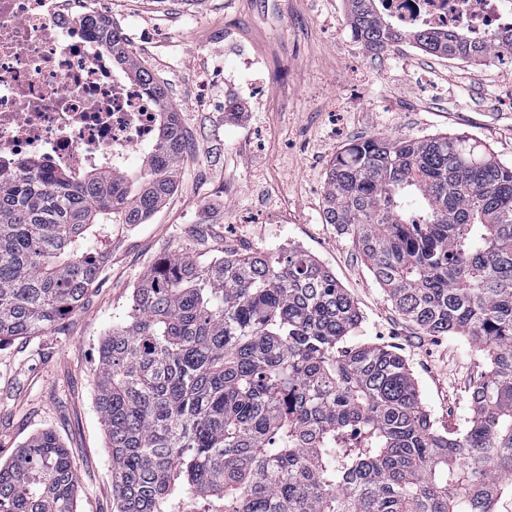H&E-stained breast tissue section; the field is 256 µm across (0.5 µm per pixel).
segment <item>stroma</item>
Masks as SVG:
<instances>
[{"label":"stroma","instance_id":"35a3bbf8","mask_svg":"<svg viewBox=\"0 0 512 512\" xmlns=\"http://www.w3.org/2000/svg\"><path fill=\"white\" fill-rule=\"evenodd\" d=\"M163 81L190 133L174 193L144 224H116L84 303L45 335L0 342V462L50 429L70 448L76 512H112V462L96 409L98 345L163 256L295 247L357 304L346 346H395L440 430H462L484 358L394 309L351 238L323 219L327 172L372 135L464 134L512 164V66L451 61L413 41L367 51L346 0H91ZM238 109L226 113L225 105Z\"/></svg>","mask_w":512,"mask_h":512}]
</instances>
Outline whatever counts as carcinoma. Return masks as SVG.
Listing matches in <instances>:
<instances>
[{"mask_svg": "<svg viewBox=\"0 0 512 512\" xmlns=\"http://www.w3.org/2000/svg\"><path fill=\"white\" fill-rule=\"evenodd\" d=\"M373 2L347 0L352 34L378 53L402 35ZM87 24L153 98L157 136L137 171L0 175V337L42 335L78 308L107 226L146 223L185 162L165 84L110 19ZM412 38L473 62L512 52V29L475 51L456 35ZM323 214L409 321L486 353L467 427L433 428L395 347L341 346L360 314L305 251L167 255L98 346L112 512H170L180 494L222 512H492L512 477V165L470 136H371L332 162ZM75 494L50 431L0 465V512H75Z\"/></svg>", "mask_w": 512, "mask_h": 512, "instance_id": "carcinoma-1", "label": "carcinoma"}]
</instances>
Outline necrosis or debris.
I'll return each instance as SVG.
<instances>
[{
    "instance_id": "obj_1",
    "label": "necrosis or debris",
    "mask_w": 512,
    "mask_h": 512,
    "mask_svg": "<svg viewBox=\"0 0 512 512\" xmlns=\"http://www.w3.org/2000/svg\"><path fill=\"white\" fill-rule=\"evenodd\" d=\"M403 33H460L469 45L512 26V0H377ZM85 0H0V172L81 176L128 167L150 146L156 106L90 33Z\"/></svg>"
}]
</instances>
